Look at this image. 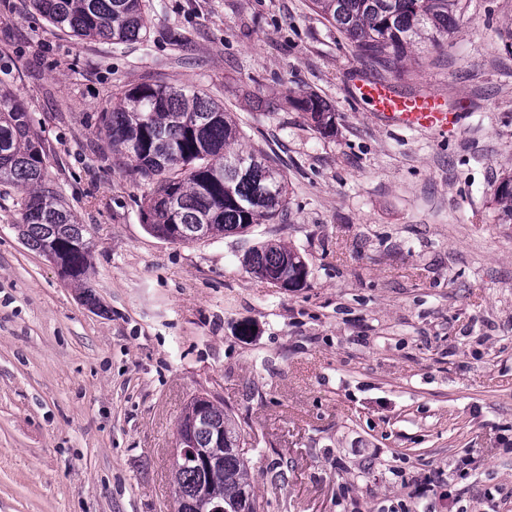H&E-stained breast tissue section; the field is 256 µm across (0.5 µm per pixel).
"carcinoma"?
<instances>
[{"label": "carcinoma", "instance_id": "carcinoma-1", "mask_svg": "<svg viewBox=\"0 0 512 512\" xmlns=\"http://www.w3.org/2000/svg\"><path fill=\"white\" fill-rule=\"evenodd\" d=\"M312 9L336 26L372 66L392 70L410 54L448 41L458 30L466 0H310ZM35 14L81 40L113 44L146 39L145 0H31ZM325 134L335 131V111L309 93L296 101ZM112 151L155 183L142 210L145 230L172 243L193 242L192 229L209 226V237L243 234L269 223L285 207L286 177L267 154L237 146L234 115L206 95L166 84L140 83L119 92L101 115ZM0 187L20 193L21 235L32 249L60 266L61 275L84 288L96 305L85 227L47 182L46 151L27 111L0 94ZM492 205L500 224H512V173L498 182ZM288 264L291 287L307 284L309 266L299 251L275 240L251 248L249 273L272 283ZM210 429L196 434L201 448L214 446L212 432L224 431V468L206 483L224 495L228 512L253 488L250 458L235 452L245 439L232 416L211 403ZM176 499L196 494L201 475L191 459L175 466Z\"/></svg>", "mask_w": 512, "mask_h": 512}]
</instances>
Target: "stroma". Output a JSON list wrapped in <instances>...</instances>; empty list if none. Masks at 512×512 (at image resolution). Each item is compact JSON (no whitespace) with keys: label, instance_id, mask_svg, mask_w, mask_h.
<instances>
[{"label":"stroma","instance_id":"obj_1","mask_svg":"<svg viewBox=\"0 0 512 512\" xmlns=\"http://www.w3.org/2000/svg\"><path fill=\"white\" fill-rule=\"evenodd\" d=\"M511 26L512 0H471L454 38L384 72L310 0H149L146 40L123 45L0 0V88L87 228L98 301L1 197L0 512H173L178 425L201 396L257 442L268 512H512V224L491 206L512 172ZM376 78L445 97L459 131L383 125L356 97ZM154 81L234 113L286 176L283 222L188 244L145 231L152 185L101 114ZM310 91L334 135L291 105ZM268 239L306 258V287L246 271Z\"/></svg>","mask_w":512,"mask_h":512}]
</instances>
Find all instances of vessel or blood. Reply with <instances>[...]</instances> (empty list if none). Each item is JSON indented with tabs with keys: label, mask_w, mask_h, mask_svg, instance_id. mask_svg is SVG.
Instances as JSON below:
<instances>
[{
	"label": "vessel or blood",
	"mask_w": 512,
	"mask_h": 512,
	"mask_svg": "<svg viewBox=\"0 0 512 512\" xmlns=\"http://www.w3.org/2000/svg\"><path fill=\"white\" fill-rule=\"evenodd\" d=\"M358 89L361 99L386 126L439 134L455 133L459 127V113L441 96L403 94L385 80L364 81Z\"/></svg>",
	"instance_id": "vessel-or-blood-1"
}]
</instances>
